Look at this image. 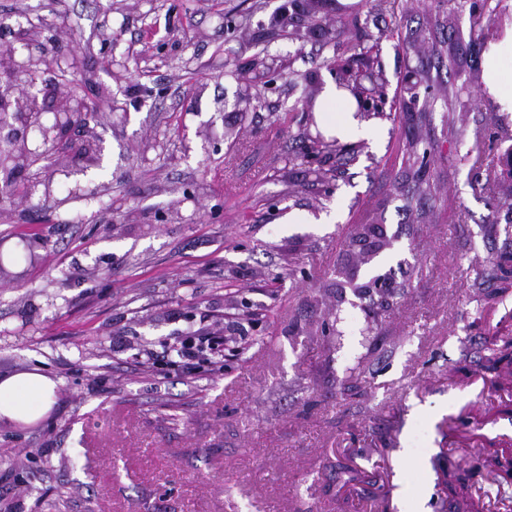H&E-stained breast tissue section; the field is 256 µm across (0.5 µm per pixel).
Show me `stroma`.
<instances>
[{
  "label": "stroma",
  "instance_id": "stroma-1",
  "mask_svg": "<svg viewBox=\"0 0 512 512\" xmlns=\"http://www.w3.org/2000/svg\"><path fill=\"white\" fill-rule=\"evenodd\" d=\"M0 0V20L70 29L112 87L100 162L54 177L53 196L0 208V376L60 381L31 425L0 421V503L17 512H449L441 470L469 476L486 512H512L489 456L512 422L462 418L501 380L449 381L462 351L512 331V295L484 303L512 221L501 161L512 124L484 86L480 31L512 24L457 0ZM295 15L284 35L272 18ZM377 45L394 105L376 140L298 162L324 80ZM287 58L247 115L224 108L235 73ZM429 154L411 175L405 143ZM433 184L415 193L417 180ZM335 213L332 224L309 216ZM389 244L364 264L365 224ZM357 272L361 293L342 289ZM388 276L392 290L372 287ZM338 322V333L325 323ZM237 327L223 361L180 362L190 330ZM98 38L101 45L100 50L103 52L104 57L109 59L111 62V66L107 70V75L111 80L115 81L116 84L129 82L133 77L129 67L125 63L117 64L116 60H113L112 64V34L107 33L106 30L103 29L98 32ZM116 66L118 67L116 68Z\"/></svg>",
  "mask_w": 512,
  "mask_h": 512
}]
</instances>
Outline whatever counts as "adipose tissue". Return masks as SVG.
<instances>
[{"mask_svg": "<svg viewBox=\"0 0 512 512\" xmlns=\"http://www.w3.org/2000/svg\"><path fill=\"white\" fill-rule=\"evenodd\" d=\"M484 84L503 110L512 112V31L486 53ZM314 114L326 137L342 141L367 134L371 127L350 92L330 80L321 88ZM56 389V380L36 369L0 377V420L39 421L51 410Z\"/></svg>", "mask_w": 512, "mask_h": 512, "instance_id": "adipose-tissue-1", "label": "adipose tissue"}]
</instances>
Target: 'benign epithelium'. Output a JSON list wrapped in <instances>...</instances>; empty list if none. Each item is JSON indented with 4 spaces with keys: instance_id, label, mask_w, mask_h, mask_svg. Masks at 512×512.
<instances>
[{
    "instance_id": "obj_1",
    "label": "benign epithelium",
    "mask_w": 512,
    "mask_h": 512,
    "mask_svg": "<svg viewBox=\"0 0 512 512\" xmlns=\"http://www.w3.org/2000/svg\"><path fill=\"white\" fill-rule=\"evenodd\" d=\"M70 42L69 29L54 25L0 52L1 191L27 176L28 193L42 185L44 195L50 196L52 161L58 156L57 149L72 141L77 129L86 133L78 148V158L88 166L97 163L99 136L95 127L101 124L100 112L91 106L87 87H94V96L99 100L109 99L112 91L107 85L81 75L77 52L49 50L51 46ZM283 67V61L276 56L257 60L254 77L241 82L236 92L234 111L249 109ZM37 163L43 165L47 174H31ZM351 245L362 252L380 250L376 236L367 229L353 237Z\"/></svg>"
}]
</instances>
